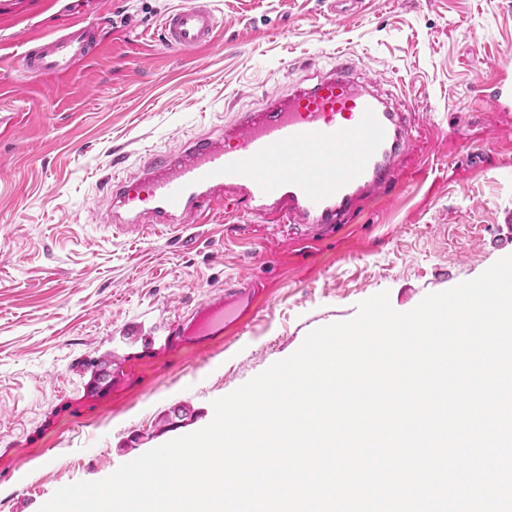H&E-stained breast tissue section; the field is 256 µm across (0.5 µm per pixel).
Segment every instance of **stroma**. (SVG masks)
Here are the masks:
<instances>
[{
	"label": "stroma",
	"instance_id": "obj_1",
	"mask_svg": "<svg viewBox=\"0 0 512 512\" xmlns=\"http://www.w3.org/2000/svg\"><path fill=\"white\" fill-rule=\"evenodd\" d=\"M183 0H0V512H39L54 493L207 426L212 403L292 355L306 334L353 319L388 292L406 312L512 255V110L477 88L512 52V0H213V46L158 39ZM109 18L106 50L66 79L29 86L31 32ZM348 51L415 112L421 132L394 186L338 232L309 239L223 211L176 234L108 232L100 181L123 157L181 142L305 82ZM261 282L242 334L141 362L176 313L226 280ZM130 360L109 405L90 407L98 364Z\"/></svg>",
	"mask_w": 512,
	"mask_h": 512
}]
</instances>
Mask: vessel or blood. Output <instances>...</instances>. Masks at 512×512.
Instances as JSON below:
<instances>
[{
  "mask_svg": "<svg viewBox=\"0 0 512 512\" xmlns=\"http://www.w3.org/2000/svg\"><path fill=\"white\" fill-rule=\"evenodd\" d=\"M221 26L208 0H189L161 22L163 44L176 51L212 46ZM99 24L78 18L60 31L26 41L22 69L29 82L63 79L103 50ZM487 88L496 109L512 106V56L495 62ZM418 125L397 97L363 76L355 56L339 52L308 83L266 94L262 106L236 113L232 122L151 153L138 170L107 178L106 226L145 235L207 223L231 208L306 232L347 223L361 199L391 187ZM261 290L250 280L226 282L167 328L172 347L202 350L235 335L255 314ZM117 383L102 373L88 388L98 404Z\"/></svg>",
  "mask_w": 512,
  "mask_h": 512,
  "instance_id": "obj_1",
  "label": "vessel or blood"
}]
</instances>
